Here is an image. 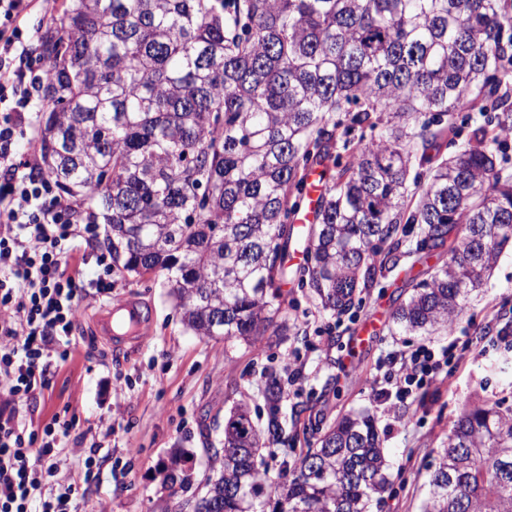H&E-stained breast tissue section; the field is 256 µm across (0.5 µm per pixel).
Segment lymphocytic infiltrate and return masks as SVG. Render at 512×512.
Segmentation results:
<instances>
[{
    "instance_id": "f902f5d3",
    "label": "lymphocytic infiltrate",
    "mask_w": 512,
    "mask_h": 512,
    "mask_svg": "<svg viewBox=\"0 0 512 512\" xmlns=\"http://www.w3.org/2000/svg\"><path fill=\"white\" fill-rule=\"evenodd\" d=\"M53 2L0 0V512H77L71 483L57 477L74 421L56 415L35 429L19 409L48 389L54 364L71 355L77 302L88 288L65 265L72 242L96 230L75 224L53 195L34 148H18L41 107L33 64L41 36L29 19ZM452 354L449 345L400 354L397 368L376 381L377 398L407 400Z\"/></svg>"
}]
</instances>
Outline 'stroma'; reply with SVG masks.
Instances as JSON below:
<instances>
[{"mask_svg":"<svg viewBox=\"0 0 512 512\" xmlns=\"http://www.w3.org/2000/svg\"><path fill=\"white\" fill-rule=\"evenodd\" d=\"M406 255L393 271L376 272L352 315L332 318L318 311L297 282L286 290L296 303L287 308L286 336L260 337L252 346L196 336L185 329L162 276H113L112 293L80 299L75 351L36 403L35 422L60 416L76 423L77 434L113 419L97 479L76 484L78 512H178L215 467L224 416L237 403L266 421L267 372L282 371L289 354L305 365L298 385L287 391L282 412L306 406L311 421L368 410L374 417L393 486L377 512H421L424 483L452 421L473 393L512 394V372L493 365L511 358L498 331L512 321V245L501 253L483 292L470 301L452 333L431 339L399 332L385 321L362 352L350 341L376 312L392 314L412 283L427 278L439 257L421 258L414 249L418 228L401 234ZM123 297L137 299L146 316L145 339L131 351L114 349L96 331L98 317ZM467 340L438 379L409 405L377 401L374 378L390 366V355L424 343L440 347Z\"/></svg>","mask_w":512,"mask_h":512,"instance_id":"stroma-1","label":"stroma"}]
</instances>
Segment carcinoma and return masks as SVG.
<instances>
[{
	"label": "carcinoma",
	"instance_id": "obj_1",
	"mask_svg": "<svg viewBox=\"0 0 512 512\" xmlns=\"http://www.w3.org/2000/svg\"><path fill=\"white\" fill-rule=\"evenodd\" d=\"M45 174L79 221L107 226L123 278L163 274L198 336L247 345L298 279L328 316L402 257L417 224L446 260L392 314L450 332L512 243V0H62L45 24ZM477 112L450 158L454 115ZM335 172L288 266L308 173ZM283 383L269 416L224 417L202 512H372L391 485L374 418L343 415L274 482L257 465L288 442ZM423 512H512V404L464 405Z\"/></svg>",
	"mask_w": 512,
	"mask_h": 512
}]
</instances>
